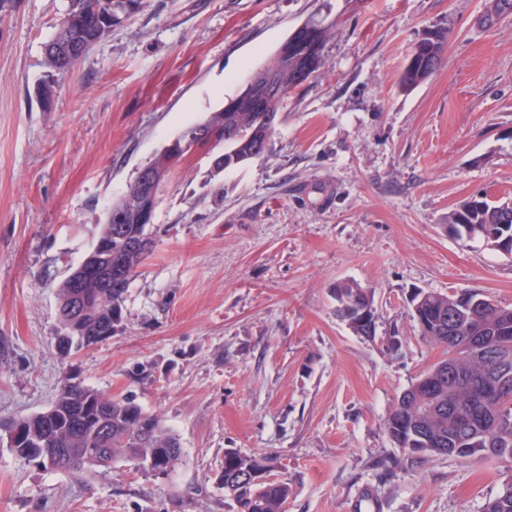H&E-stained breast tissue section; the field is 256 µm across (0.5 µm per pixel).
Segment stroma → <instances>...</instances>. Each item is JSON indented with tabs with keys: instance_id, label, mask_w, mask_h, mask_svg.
<instances>
[{
	"instance_id": "stroma-1",
	"label": "stroma",
	"mask_w": 512,
	"mask_h": 512,
	"mask_svg": "<svg viewBox=\"0 0 512 512\" xmlns=\"http://www.w3.org/2000/svg\"><path fill=\"white\" fill-rule=\"evenodd\" d=\"M65 4L0 0V426L76 382L157 415L183 453L165 476L83 479L0 442V512H234L228 448L272 457L286 512H482L505 463L408 458L384 421L442 355L414 291L512 308V256L448 229L471 197L512 201V18L485 24L491 0H138L57 76L43 47ZM313 16L331 26L322 65L265 152L220 172L215 149L185 155L111 338L61 354L58 286L112 202ZM435 28L441 67L402 90ZM341 281L374 289L375 338L337 317Z\"/></svg>"
}]
</instances>
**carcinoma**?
<instances>
[{
	"instance_id": "carcinoma-1",
	"label": "carcinoma",
	"mask_w": 512,
	"mask_h": 512,
	"mask_svg": "<svg viewBox=\"0 0 512 512\" xmlns=\"http://www.w3.org/2000/svg\"><path fill=\"white\" fill-rule=\"evenodd\" d=\"M137 0H68L62 20L73 29L81 25V15L115 14V8ZM308 22L319 30L315 45L288 40V53L277 52L263 71L277 76L288 93L299 86L297 74L315 62L320 68L330 27L314 16ZM446 33L417 44L407 60L400 86L410 90L434 73L429 61L440 65ZM233 111L225 108L209 114L205 123L224 128V152L214 158V167L223 170L232 160H250L253 147L267 149L278 116L281 98H272L263 109L254 107L252 97L242 91L232 98ZM149 165L162 176H169L177 165L166 152ZM137 194L132 183L125 196L114 201L108 216L123 215V237H112L109 258L100 275L111 279V287L101 288L89 282L86 292L93 305L76 335L66 337L71 348L97 343L96 337L116 327L121 317L124 295L130 279L146 256L134 249L131 239L141 234L138 212L126 209L125 198ZM448 228L460 239L479 238L492 249L512 255V209L485 197L469 199L448 215ZM337 316L359 336L372 339L360 324L361 311L371 309L377 317L375 292L353 282L336 284ZM411 315L419 335L443 348L442 358L403 391L385 420V429L395 447L408 456L426 459L469 458L477 453L501 459L512 465V371L500 380L487 376L485 358L479 356L477 337L484 336L499 349L512 352V308L501 307L477 291L452 295L418 293L410 301ZM451 363L454 377L443 379L436 367ZM21 441L10 451L25 462L47 456L52 448H66L68 454L51 456L42 467L67 471L74 476L94 474L123 461L140 465V472L155 475L158 470L171 472L179 463L182 448L176 434L164 427L158 416L145 412L128 399H114L79 383H69L52 406L8 426ZM267 455H246L235 448L224 449V495L236 512H284L292 494L288 480L275 479ZM251 471L255 477L239 484V476ZM483 512H512V474L502 491L488 499Z\"/></svg>"
}]
</instances>
